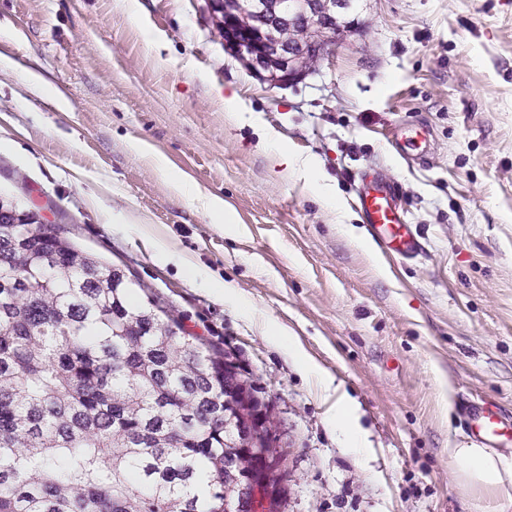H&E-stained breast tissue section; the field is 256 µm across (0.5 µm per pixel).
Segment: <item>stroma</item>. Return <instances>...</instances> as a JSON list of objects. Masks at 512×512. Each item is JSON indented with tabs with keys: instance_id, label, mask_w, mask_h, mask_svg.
Returning <instances> with one entry per match:
<instances>
[{
	"instance_id": "35a3bbf8",
	"label": "stroma",
	"mask_w": 512,
	"mask_h": 512,
	"mask_svg": "<svg viewBox=\"0 0 512 512\" xmlns=\"http://www.w3.org/2000/svg\"><path fill=\"white\" fill-rule=\"evenodd\" d=\"M139 3L0 0V195L40 207L239 366L280 419L276 512H475L448 451L468 440V400L512 414V0H355L333 56L285 88L225 53L199 0ZM233 95L259 127L227 122ZM402 121L427 126L423 160L392 148ZM282 147L318 163L337 207L278 165ZM156 154L245 235L179 197ZM373 171L422 233L418 260L372 259L339 227L341 209L364 229L356 180ZM277 324L358 404L369 457L345 447Z\"/></svg>"
}]
</instances>
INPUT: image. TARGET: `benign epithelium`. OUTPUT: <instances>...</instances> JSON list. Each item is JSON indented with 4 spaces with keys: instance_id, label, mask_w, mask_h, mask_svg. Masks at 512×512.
Instances as JSON below:
<instances>
[{
    "instance_id": "obj_1",
    "label": "benign epithelium",
    "mask_w": 512,
    "mask_h": 512,
    "mask_svg": "<svg viewBox=\"0 0 512 512\" xmlns=\"http://www.w3.org/2000/svg\"><path fill=\"white\" fill-rule=\"evenodd\" d=\"M351 8L352 0H204L202 12L222 30L225 49L262 81L286 87L309 75L298 64L307 50H316L321 61L333 54L337 25ZM246 15L252 23L245 30ZM298 25L307 38L289 42L280 36L283 28Z\"/></svg>"
}]
</instances>
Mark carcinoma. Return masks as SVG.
<instances>
[{
    "mask_svg": "<svg viewBox=\"0 0 512 512\" xmlns=\"http://www.w3.org/2000/svg\"><path fill=\"white\" fill-rule=\"evenodd\" d=\"M228 356L116 266L0 209V512H244L272 448Z\"/></svg>",
    "mask_w": 512,
    "mask_h": 512,
    "instance_id": "1",
    "label": "carcinoma"
}]
</instances>
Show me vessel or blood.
<instances>
[{"instance_id": "1", "label": "vessel or blood", "mask_w": 512, "mask_h": 512, "mask_svg": "<svg viewBox=\"0 0 512 512\" xmlns=\"http://www.w3.org/2000/svg\"><path fill=\"white\" fill-rule=\"evenodd\" d=\"M427 142V129L402 125L392 145L407 159L412 151L426 149ZM356 202L373 238L384 252L408 260L423 254L422 237L417 227L410 224L393 184L379 176L370 178L360 189ZM467 417V434L472 442L485 448L512 446V417L504 416L495 405L484 400L469 402Z\"/></svg>"}]
</instances>
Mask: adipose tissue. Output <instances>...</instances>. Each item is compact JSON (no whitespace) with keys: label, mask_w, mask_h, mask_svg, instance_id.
Masks as SVG:
<instances>
[{"label":"adipose tissue","mask_w":512,"mask_h":512,"mask_svg":"<svg viewBox=\"0 0 512 512\" xmlns=\"http://www.w3.org/2000/svg\"><path fill=\"white\" fill-rule=\"evenodd\" d=\"M318 382L328 405L329 419L343 435L346 447L361 455L369 454L356 404L329 376L319 375ZM448 456L455 463L456 485L464 496L477 501L487 497L494 512H512V463L502 454L471 443L449 449Z\"/></svg>","instance_id":"ef3b65f1"}]
</instances>
